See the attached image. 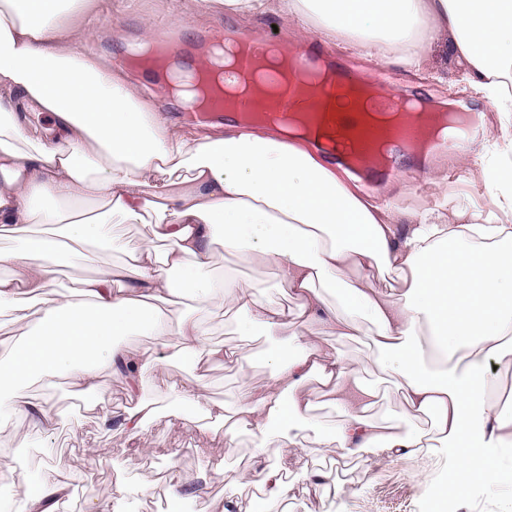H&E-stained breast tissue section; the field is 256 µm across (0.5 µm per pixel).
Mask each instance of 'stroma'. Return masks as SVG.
<instances>
[{
	"label": "stroma",
	"instance_id": "1",
	"mask_svg": "<svg viewBox=\"0 0 512 512\" xmlns=\"http://www.w3.org/2000/svg\"><path fill=\"white\" fill-rule=\"evenodd\" d=\"M177 23L183 24L184 38L190 42L222 27L224 18L208 14L203 0H101L99 32L80 43L78 50L114 67L121 60V44L137 41L143 31L154 33L161 25ZM334 56L339 71L365 78L380 75L387 90L425 98L434 109L449 107L464 116L484 114L489 129L499 128L493 105L467 89L459 63L439 50L428 53L420 71L400 64L380 66L340 48L335 49ZM483 143L479 137L434 154L426 163H409L401 175L377 180L370 194L378 203L393 205V218L399 224L405 212L434 206L444 196L452 200L467 197L470 211L476 213L496 212L493 192L473 174L475 155ZM431 175L447 186V195H440L428 183ZM142 229L138 221L113 225V241L89 247L87 261L59 274L58 289L71 294L77 282L93 277L98 269L127 266L128 249L137 242ZM212 264L238 281L255 279L250 265L223 249L215 250ZM258 282L272 300L294 306L293 296L281 286L274 269H267ZM202 320L212 342L228 349L244 346L256 352L249 370L254 386H263L269 380L271 369L262 353L277 344V337L239 335L233 314L227 310L204 314ZM200 374L206 377L212 400L229 404L236 401L235 364L212 363L200 368L187 356L170 359L167 381L155 380L149 372L143 375L144 396L160 401L164 412L146 423L136 439L117 427L101 429L95 411L76 406L65 384H58L50 392L55 417L50 437L34 438L27 447H20L18 435L29 424L24 417L16 420L14 431L0 433V455L16 458L14 471L0 475V485L19 498L28 482L61 467L75 476L70 512H84L87 503L106 490L149 474L152 485L137 496L140 512H155L158 498L177 497L173 487L181 478L195 490L178 497L193 504L195 512H213L214 504L227 500L233 503L231 512H251L254 488L240 486L230 491L224 484L240 470L265 464L288 470L291 490L285 512H512V445L491 449L492 457L503 460L495 479L474 476L458 496L442 502L437 500L435 489L451 478L454 469L453 456L445 450L433 456L347 457L328 439L310 455L289 445L269 449L266 456L258 458L251 437L245 434L237 438L234 447H226L223 431L202 429L191 407L172 405L167 397L166 383L189 387ZM92 456L99 462L94 469L88 464ZM330 465L337 467V474L316 481L315 472Z\"/></svg>",
	"mask_w": 512,
	"mask_h": 512
}]
</instances>
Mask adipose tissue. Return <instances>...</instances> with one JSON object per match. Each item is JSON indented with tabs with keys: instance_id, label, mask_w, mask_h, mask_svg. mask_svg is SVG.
I'll list each match as a JSON object with an SVG mask.
<instances>
[{
	"instance_id": "adipose-tissue-1",
	"label": "adipose tissue",
	"mask_w": 512,
	"mask_h": 512,
	"mask_svg": "<svg viewBox=\"0 0 512 512\" xmlns=\"http://www.w3.org/2000/svg\"><path fill=\"white\" fill-rule=\"evenodd\" d=\"M96 0H0V232L20 235L0 251V308L26 332L0 338V433L32 418L30 436L53 425V406H33L35 378L64 380L72 393L104 390L103 378L126 374L133 404L100 413L104 428L131 437L158 412L138 396L142 374L163 375L169 358L199 365L230 361L239 371L234 407L213 402L205 383L169 388L204 418L224 423L257 448L310 431L320 407L342 416L331 440L346 454L401 457L449 448L455 495L475 473L496 474L489 451L512 441V415L490 402L495 367L512 361V180L500 176L497 144L484 146L480 175L497 197L492 224H452L440 208L394 223L346 182L308 138L249 119L227 126H176L156 112L148 86L77 50L96 26ZM232 26L271 19L319 32L327 42L381 64L416 66L436 44L462 62L465 80L488 98L502 126H512V0H209ZM103 210H81L84 202ZM143 222L129 270L104 267L68 296L56 287L57 265L83 258L109 240V227ZM50 226L49 236H29ZM246 258L256 276L276 268L295 309L267 299L256 284L237 283L210 262L215 248ZM394 275L397 298L376 291L377 275ZM334 289L328 301L326 289ZM190 297L194 314L173 316ZM44 309L34 313L33 302ZM232 307L243 334L282 337L294 351L272 350L261 390L250 383L252 352L214 345L198 313ZM314 322L327 335L369 343L356 362L322 354ZM148 331L162 349L125 350L121 334ZM394 380L404 405L398 420L372 419L380 391L369 371ZM320 379L321 390L308 389ZM428 427H420L421 417ZM75 478L53 469L29 485L14 512H68Z\"/></svg>"
}]
</instances>
